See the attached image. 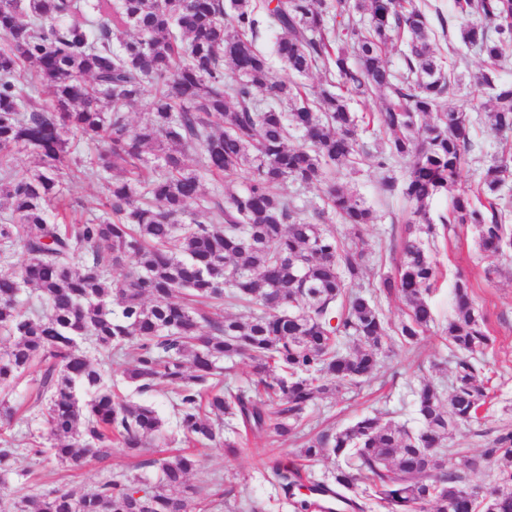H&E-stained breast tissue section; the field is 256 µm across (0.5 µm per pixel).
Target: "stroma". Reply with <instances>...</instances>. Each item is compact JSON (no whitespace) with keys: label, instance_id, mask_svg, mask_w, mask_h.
<instances>
[{"label":"stroma","instance_id":"35a3bbf8","mask_svg":"<svg viewBox=\"0 0 512 512\" xmlns=\"http://www.w3.org/2000/svg\"><path fill=\"white\" fill-rule=\"evenodd\" d=\"M430 2L448 19L444 37L437 40L438 53L450 58L459 78V86L448 103L465 110L471 117H479L487 92L475 85L474 77L483 68V58L474 49L461 46L459 26L450 18L452 0ZM476 139L479 146L471 153L460 174L462 183L471 187L477 185L484 168L496 155L500 141L512 142V132H498L483 125L477 128ZM386 172L397 178L403 175L400 165H391L384 171L370 157L359 165L357 172L344 169L338 175L339 180L356 191L377 214L376 223L358 234L345 224L336 227L337 238L365 257L366 268L358 284L366 291L377 285L383 274L391 271L392 250L410 216V207L402 198L381 194L379 182ZM432 255L438 267L437 281L428 296L436 319L434 326L421 336L415 348L393 346L384 357L380 371L360 386L340 389L334 395L316 401L305 414L303 430L333 433L361 416L378 412L384 419L412 430L419 429L412 387L425 380L446 387L452 380L454 358L443 328L453 312V284L461 274L473 283L476 304L487 315L496 338L493 349L485 357L493 371L494 395L491 404L482 409L478 422L460 427L451 445L480 459V468L469 473L468 479L470 484L487 486L493 478L494 466L484 459V450L496 436L512 431V249L496 255L481 253L475 246L471 228L458 226L437 235ZM122 371V359L113 358L112 379L122 396L131 402L152 404L165 421L163 432L150 439L144 457L162 459L186 450L168 394L160 387L138 394L125 381ZM239 441V451L233 457L226 456L220 445L198 449L200 467L178 489V496L199 500L202 479L215 476L219 482L207 488L209 493L222 494L228 487L235 490L234 497H225L221 512H244L252 502L268 505L276 491L261 476L266 463L274 458L298 463L301 440L293 435L282 438L269 433L261 436L244 434ZM139 460L116 447L109 458L92 459L82 469L68 471L51 464H35L31 456L22 453L15 459L13 472L6 482L11 489L24 494L43 487L81 492L115 476L145 475L146 470L140 467Z\"/></svg>","mask_w":512,"mask_h":512}]
</instances>
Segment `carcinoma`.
Returning a JSON list of instances; mask_svg holds the SVG:
<instances>
[{
  "label": "carcinoma",
  "instance_id": "obj_1",
  "mask_svg": "<svg viewBox=\"0 0 512 512\" xmlns=\"http://www.w3.org/2000/svg\"><path fill=\"white\" fill-rule=\"evenodd\" d=\"M452 16L462 44L489 63L475 76L489 90L486 124L512 130V82L494 68L512 46V4L452 0ZM266 31L290 73L323 70L327 85L276 79L258 45ZM0 39V262L24 256L20 272L0 270V477L18 455L8 430L19 414L47 424L25 434L24 451L70 469L107 458L114 443L140 453L162 432L153 406L112 389L114 352L137 393L166 385L192 445L237 454L214 417L286 436L316 400L372 376L387 349L415 347L435 322L426 300L437 277L431 198L450 195L448 223L472 226L480 251L512 247L500 195L512 155L495 157L477 188L460 184L476 146L472 121L445 105L454 72L416 0H0ZM393 42L404 47L398 71L386 59ZM40 86L44 104L33 96ZM148 87V112L134 124L128 112ZM375 93L379 112L350 111L349 97ZM372 124L386 139L371 148L362 133ZM82 143L96 153L75 156ZM21 150L39 168L16 172ZM370 155L381 168L405 165L402 182L385 178L381 190L401 194L422 224L401 237L395 272L363 292L354 289L363 255L332 223L356 232L373 223L371 207L336 181ZM70 164L73 176L104 185L100 214L71 218L62 180ZM207 175L224 178L223 193L205 192ZM289 180L320 186L322 205L288 199L280 188ZM392 295L406 307L395 327L381 310ZM453 297L452 392L421 385L417 431L366 415L302 443L308 462L341 461L331 483L350 512L375 503L385 512H512V432L484 451L499 462L485 489L467 481L477 459L456 450L445 460L454 432L492 400L484 356L495 343L469 279L456 278ZM226 305L250 315L226 314ZM85 343L105 359L92 363ZM234 358L252 364L254 392L224 384L220 363ZM36 363L35 393L12 404ZM143 466L154 479L116 477L79 494L18 498L0 480V512H196L171 494L198 469L195 456ZM264 478L282 491L274 512H312L300 489L322 483L309 471L274 459Z\"/></svg>",
  "mask_w": 512,
  "mask_h": 512
}]
</instances>
